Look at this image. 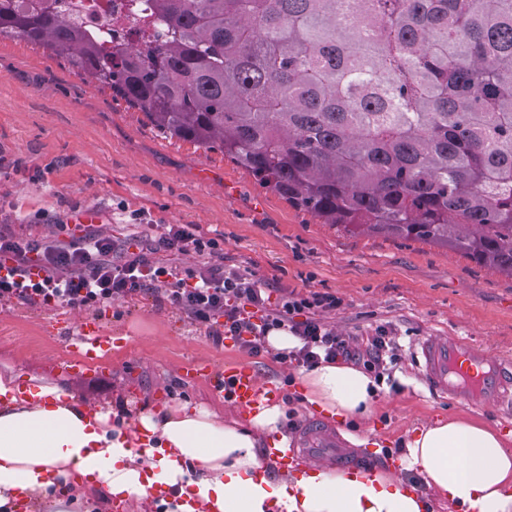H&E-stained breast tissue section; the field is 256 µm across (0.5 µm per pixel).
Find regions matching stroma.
Here are the masks:
<instances>
[{"label":"stroma","mask_w":512,"mask_h":512,"mask_svg":"<svg viewBox=\"0 0 512 512\" xmlns=\"http://www.w3.org/2000/svg\"><path fill=\"white\" fill-rule=\"evenodd\" d=\"M99 212L105 230L151 235L159 224H198L224 240V262L254 270L279 288L335 296L325 322L350 336L393 332L396 363L383 374L371 422L397 451L414 428L439 418L502 426L501 413L431 396L410 357L423 336H461L492 353L512 354V279L430 243L354 234L299 210L217 150L171 138L110 90L86 82L40 46L0 40V225L48 236L72 211ZM146 221L132 225L130 213ZM123 337L98 372L64 371L83 322ZM254 366L281 382L280 402L303 420L295 377L273 351L254 354L232 340L214 343L169 303L142 294L96 310L0 304V374L65 384L113 409L137 411L190 401L224 422L244 421L207 379L187 380L191 365L218 371Z\"/></svg>","instance_id":"stroma-1"}]
</instances>
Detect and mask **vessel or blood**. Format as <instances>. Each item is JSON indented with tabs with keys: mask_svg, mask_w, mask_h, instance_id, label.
<instances>
[{
	"mask_svg": "<svg viewBox=\"0 0 512 512\" xmlns=\"http://www.w3.org/2000/svg\"><path fill=\"white\" fill-rule=\"evenodd\" d=\"M113 345L112 337L102 334L98 325H82L74 341L78 355L66 360L63 367L74 375L87 374L106 362ZM411 354L438 397L481 408L512 410L511 360L455 336L421 337ZM210 385L243 412L282 393L277 382L261 381L253 367L241 363L230 364L211 376ZM269 456L278 469L299 476L304 473V464L314 461L348 472L367 469L360 455L345 447L337 431L315 416L298 424L287 449H270Z\"/></svg>",
	"mask_w": 512,
	"mask_h": 512,
	"instance_id": "1",
	"label": "vessel or blood"
}]
</instances>
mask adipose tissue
Wrapping results in <instances>:
<instances>
[{
  "mask_svg": "<svg viewBox=\"0 0 512 512\" xmlns=\"http://www.w3.org/2000/svg\"><path fill=\"white\" fill-rule=\"evenodd\" d=\"M299 383L306 409L342 422L368 416L379 391L373 376L341 361ZM282 415L269 402L230 424L183 402L141 412L126 430L66 386L0 374V507L15 512L23 499L59 512L49 491L69 485L100 506L133 510L161 488L164 512H431L444 502L454 512H512V450L484 424L439 419L407 438L401 463L424 476L422 493L383 469L268 473L265 448Z\"/></svg>",
  "mask_w": 512,
  "mask_h": 512,
  "instance_id": "adipose-tissue-1",
  "label": "adipose tissue"
}]
</instances>
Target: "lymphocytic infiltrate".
I'll return each mask as SVG.
<instances>
[{"label":"lymphocytic infiltrate","instance_id":"obj_1","mask_svg":"<svg viewBox=\"0 0 512 512\" xmlns=\"http://www.w3.org/2000/svg\"><path fill=\"white\" fill-rule=\"evenodd\" d=\"M187 254L197 256L195 266L169 261ZM148 292L163 293L216 341L230 338L254 353L271 330H288L299 341L288 359L309 369L341 360L379 374L397 357L388 329L359 340L328 328L321 316L335 309L334 295L284 291L272 298L254 271L226 267L223 239L197 224L160 225L147 241L106 235L92 224H61L51 237L0 229L1 303L96 308Z\"/></svg>","mask_w":512,"mask_h":512}]
</instances>
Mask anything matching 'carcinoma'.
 <instances>
[{"label": "carcinoma", "mask_w": 512, "mask_h": 512, "mask_svg": "<svg viewBox=\"0 0 512 512\" xmlns=\"http://www.w3.org/2000/svg\"><path fill=\"white\" fill-rule=\"evenodd\" d=\"M108 45L55 0H0L45 47L172 138L288 203L512 277V0H144Z\"/></svg>", "instance_id": "obj_1"}]
</instances>
